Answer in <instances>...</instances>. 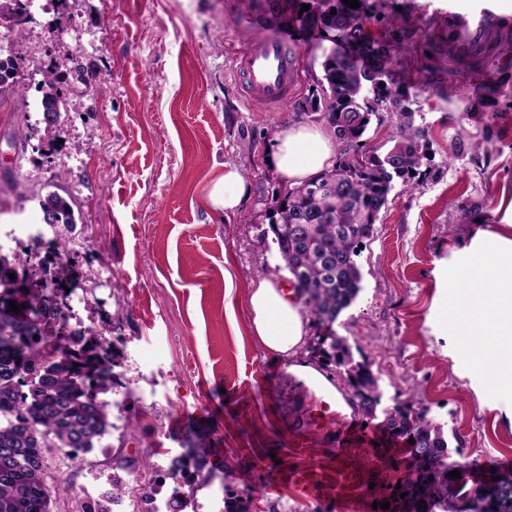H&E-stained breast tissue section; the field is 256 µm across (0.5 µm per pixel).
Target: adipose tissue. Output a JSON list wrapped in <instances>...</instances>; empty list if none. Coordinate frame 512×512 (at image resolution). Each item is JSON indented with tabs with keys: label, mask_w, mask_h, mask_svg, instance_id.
I'll return each instance as SVG.
<instances>
[{
	"label": "adipose tissue",
	"mask_w": 512,
	"mask_h": 512,
	"mask_svg": "<svg viewBox=\"0 0 512 512\" xmlns=\"http://www.w3.org/2000/svg\"><path fill=\"white\" fill-rule=\"evenodd\" d=\"M333 145L316 128L298 126L277 134L273 160L277 171L300 183L328 166ZM448 273L450 335L471 368L491 378L496 396H512V227L478 232ZM252 325L266 351L287 358L288 370L316 400L350 413L345 396L329 375L304 360L300 348L308 334L303 305L285 289L259 281L249 300Z\"/></svg>",
	"instance_id": "adipose-tissue-1"
}]
</instances>
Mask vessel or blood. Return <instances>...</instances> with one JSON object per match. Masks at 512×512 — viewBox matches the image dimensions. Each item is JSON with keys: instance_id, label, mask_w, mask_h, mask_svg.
Wrapping results in <instances>:
<instances>
[{"instance_id": "1", "label": "vessel or blood", "mask_w": 512, "mask_h": 512, "mask_svg": "<svg viewBox=\"0 0 512 512\" xmlns=\"http://www.w3.org/2000/svg\"><path fill=\"white\" fill-rule=\"evenodd\" d=\"M242 47L235 74L246 100L269 111H281L292 96L300 47L280 16H244L235 26ZM502 22L486 12L449 13L446 35L459 60L483 59L502 43Z\"/></svg>"}]
</instances>
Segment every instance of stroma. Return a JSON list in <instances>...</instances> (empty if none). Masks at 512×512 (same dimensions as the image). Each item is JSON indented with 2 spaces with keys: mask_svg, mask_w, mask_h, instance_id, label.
Segmentation results:
<instances>
[{
  "mask_svg": "<svg viewBox=\"0 0 512 512\" xmlns=\"http://www.w3.org/2000/svg\"><path fill=\"white\" fill-rule=\"evenodd\" d=\"M507 0H365L374 37L409 53L391 75L407 88L425 157L414 187L395 184L357 258L362 289L335 329L378 381L381 405L413 399L440 423L450 460L512 471V399L485 404V378L443 328L448 268L478 228L512 224V30L476 69L446 65L449 9ZM243 0H34L22 30L0 27L21 90L0 92V252L25 256L17 224L42 227L40 197L73 201L90 229L74 248L87 280L68 302L112 347L110 432L86 453L45 459L52 512L97 498L184 454L190 429L226 479L200 485L195 512H224V489H258L260 512H374L412 450L359 412L316 403L254 335L249 296L290 275L265 232L284 178L270 157L276 129H326L301 111L323 75L327 41L302 37L287 106L267 112L235 81L233 26ZM81 65L60 85L54 150L44 138V73ZM233 167L245 193L216 215L213 183Z\"/></svg>",
  "mask_w": 512,
  "mask_h": 512,
  "instance_id": "35a3bbf8",
  "label": "stroma"
}]
</instances>
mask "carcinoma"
I'll return each instance as SVG.
<instances>
[{
	"mask_svg": "<svg viewBox=\"0 0 512 512\" xmlns=\"http://www.w3.org/2000/svg\"><path fill=\"white\" fill-rule=\"evenodd\" d=\"M25 10L24 0H0V23H20ZM289 16L331 43L321 82L307 103L323 110L322 119L347 149L331 167L280 193L271 207L269 229L295 292L314 317L313 357L345 376L356 407L374 420L381 403L377 380L366 364L354 360L334 324L361 291L358 247L373 233L394 182L409 185L419 174L421 131L412 127L406 92L384 81L401 48L396 38H373L359 10L342 0H322L316 10ZM17 77L14 60L0 58V87L20 89ZM61 80L54 71L44 80L47 92L41 109L48 137L63 106ZM382 107L393 112L398 125L395 144L383 153L363 144L372 116ZM39 205L45 224L63 228L53 241L55 271L49 272L43 262L32 266L0 253V512H50L45 451L88 452L112 427L110 402L102 399L115 385L112 354L91 329L64 334L65 287L81 278L72 247L81 217L71 200L55 192L41 198ZM18 272L28 287L16 300L20 312L14 313L9 302L16 280L9 274ZM382 426L413 440L416 456L436 459L428 466L413 464L400 488L390 489L389 512H512L508 481L497 486L487 507L465 510L464 500L479 489L450 480L448 472L457 464L448 461L443 427L415 411L413 403L384 411ZM187 444L186 453L172 462L178 480L166 501L167 512H186L194 486L210 482L217 470L205 444L190 438ZM128 497L129 487L116 483L103 499L80 504V512H113L112 506ZM249 504L224 486V512H248Z\"/></svg>",
	"mask_w": 512,
	"mask_h": 512,
	"instance_id": "cac0c4a2",
	"label": "carcinoma"
}]
</instances>
